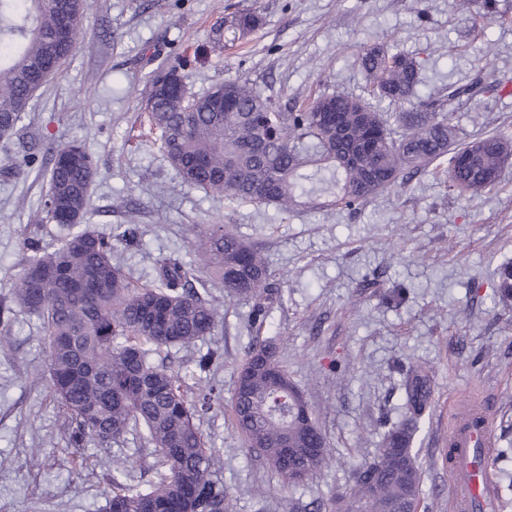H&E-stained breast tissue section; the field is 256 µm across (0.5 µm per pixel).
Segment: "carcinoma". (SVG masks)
I'll list each match as a JSON object with an SVG mask.
<instances>
[{"instance_id": "obj_1", "label": "carcinoma", "mask_w": 512, "mask_h": 512, "mask_svg": "<svg viewBox=\"0 0 512 512\" xmlns=\"http://www.w3.org/2000/svg\"><path fill=\"white\" fill-rule=\"evenodd\" d=\"M89 0H0V139L26 118L35 93L76 49ZM248 10L224 19L215 40H246L260 26ZM358 63L369 97L319 95L291 107L246 80L182 98L151 80L145 99L160 149L183 183L230 201L351 209L448 158V187L477 198L502 183L512 164V133L456 142L449 116L419 95L421 63L377 41ZM398 105L388 112L385 106ZM40 222L55 224L54 242L27 238L16 263V304L42 324L54 395L68 416L69 443L107 449L131 427L162 458L166 472L147 490L128 483L127 465L112 461L105 512H231V496L207 447L201 422L216 387L190 397L183 380L151 362L152 348L195 344L211 334L218 309L200 289L202 274L242 300L272 298L263 255L222 224L206 226L197 260L156 261L154 281L136 284L113 259L112 237L86 223L97 167L76 140L54 151ZM492 301L512 306V262L499 265ZM223 358L211 349L196 369L209 373ZM232 414L247 446L285 481L299 486L329 459L326 438L304 393L280 363L274 343L260 341L241 364ZM405 418L385 435L373 461L355 469L347 491L314 512H416L422 472L412 454L414 420L427 407L431 381L410 366Z\"/></svg>"}]
</instances>
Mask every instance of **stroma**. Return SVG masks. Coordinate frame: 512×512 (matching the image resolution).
Returning a JSON list of instances; mask_svg holds the SVG:
<instances>
[{
	"mask_svg": "<svg viewBox=\"0 0 512 512\" xmlns=\"http://www.w3.org/2000/svg\"><path fill=\"white\" fill-rule=\"evenodd\" d=\"M230 9L254 10L262 22L227 51L213 30ZM499 9L501 18L489 20L451 0H90L73 56L0 141V307L10 309L11 336L0 348V512H104L109 491L100 449L65 438L39 322L11 295L24 239L49 243L58 234L34 219L48 191L43 164L72 140L98 166L90 222L116 235L114 257L139 282L153 280L158 257L193 260L191 243L208 224L226 225L269 263L275 298L264 312L212 287L221 314L214 332L151 355L193 387L203 379L197 356L223 351L205 378L221 393L202 430L219 451L233 512H308L344 487L402 419V381L415 363L432 376L412 447L424 476L417 512H448V414L477 396L495 418L488 466L500 512H512V310L491 302L494 269L512 261V168L500 189L476 199L452 194L430 170L353 210L283 213L183 185L140 122L151 77L185 52L199 53L192 93L245 79L294 102L363 94L357 56L378 40L422 61V100L439 102L463 139L512 131V93L493 89L512 78V0H499ZM477 76L489 92L448 99V86ZM32 154L39 163L17 168ZM126 224L138 225L136 241L121 240ZM268 338L329 448L327 466L297 487L245 447L232 421L239 366ZM110 454L126 461L142 490L162 471L135 431Z\"/></svg>",
	"mask_w": 512,
	"mask_h": 512,
	"instance_id": "1",
	"label": "stroma"
}]
</instances>
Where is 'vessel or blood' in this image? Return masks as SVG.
Instances as JSON below:
<instances>
[{
    "instance_id": "b4317fda",
    "label": "vessel or blood",
    "mask_w": 512,
    "mask_h": 512,
    "mask_svg": "<svg viewBox=\"0 0 512 512\" xmlns=\"http://www.w3.org/2000/svg\"><path fill=\"white\" fill-rule=\"evenodd\" d=\"M493 415L477 403L448 424L449 512H494L496 497L486 458L495 446Z\"/></svg>"
}]
</instances>
